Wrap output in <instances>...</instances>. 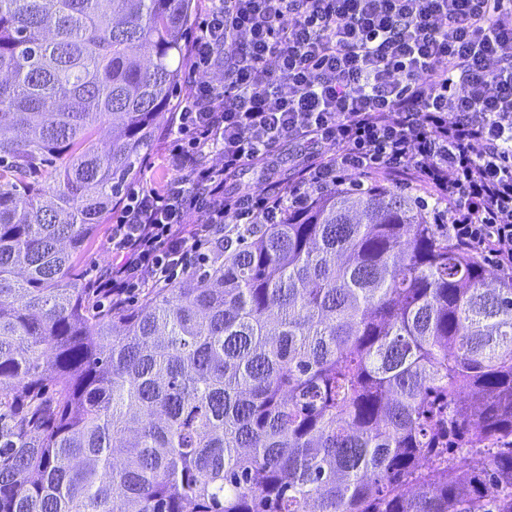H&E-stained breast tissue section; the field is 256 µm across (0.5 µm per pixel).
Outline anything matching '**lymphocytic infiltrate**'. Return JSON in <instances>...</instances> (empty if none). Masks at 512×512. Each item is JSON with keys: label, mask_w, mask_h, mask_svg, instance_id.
Instances as JSON below:
<instances>
[{"label": "lymphocytic infiltrate", "mask_w": 512, "mask_h": 512, "mask_svg": "<svg viewBox=\"0 0 512 512\" xmlns=\"http://www.w3.org/2000/svg\"><path fill=\"white\" fill-rule=\"evenodd\" d=\"M189 72L169 176L128 193L116 261L89 282L113 309L195 272L215 241L381 175L424 187L450 239L512 275V0H208ZM247 166L268 178L226 191Z\"/></svg>", "instance_id": "lymphocytic-infiltrate-1"}]
</instances>
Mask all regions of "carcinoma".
<instances>
[{"label": "carcinoma", "mask_w": 512, "mask_h": 512, "mask_svg": "<svg viewBox=\"0 0 512 512\" xmlns=\"http://www.w3.org/2000/svg\"><path fill=\"white\" fill-rule=\"evenodd\" d=\"M192 2L0 0V512H512V280L416 197L331 193L117 312L76 275Z\"/></svg>", "instance_id": "carcinoma-1"}]
</instances>
